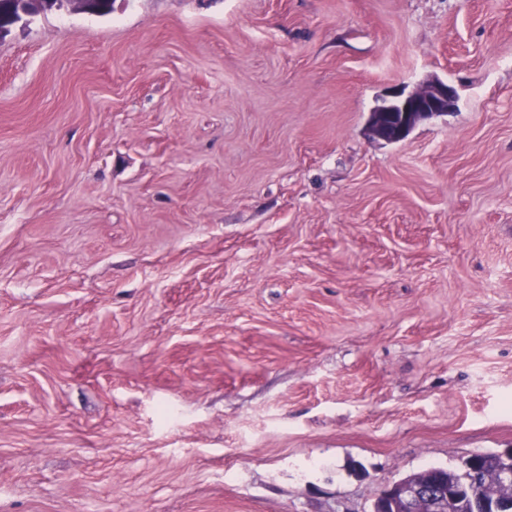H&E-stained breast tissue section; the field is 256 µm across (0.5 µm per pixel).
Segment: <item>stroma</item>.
Masks as SVG:
<instances>
[{
	"label": "stroma",
	"mask_w": 512,
	"mask_h": 512,
	"mask_svg": "<svg viewBox=\"0 0 512 512\" xmlns=\"http://www.w3.org/2000/svg\"><path fill=\"white\" fill-rule=\"evenodd\" d=\"M434 78L454 112L369 134ZM507 448L512 0L0 38V512H372Z\"/></svg>",
	"instance_id": "35a3bbf8"
}]
</instances>
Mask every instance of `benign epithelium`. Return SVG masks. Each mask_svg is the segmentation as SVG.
Here are the masks:
<instances>
[{
	"label": "benign epithelium",
	"mask_w": 512,
	"mask_h": 512,
	"mask_svg": "<svg viewBox=\"0 0 512 512\" xmlns=\"http://www.w3.org/2000/svg\"><path fill=\"white\" fill-rule=\"evenodd\" d=\"M62 0H17V10L11 11L8 25L0 28V37L24 15H34ZM457 93L454 86L442 80H432L423 86L405 91L389 92L381 104L371 112L373 134L389 142H400L408 137L420 122L446 115L455 110ZM454 496L448 493V482L431 472V480L418 475L403 478L385 488L374 503L372 512H448V502Z\"/></svg>",
	"instance_id": "7a95c632"
}]
</instances>
